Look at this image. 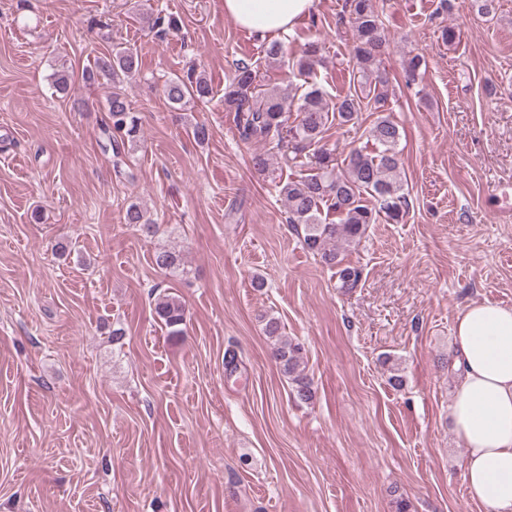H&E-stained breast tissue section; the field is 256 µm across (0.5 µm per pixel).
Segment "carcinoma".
Wrapping results in <instances>:
<instances>
[{
    "mask_svg": "<svg viewBox=\"0 0 512 512\" xmlns=\"http://www.w3.org/2000/svg\"><path fill=\"white\" fill-rule=\"evenodd\" d=\"M345 11L354 31L352 58L357 71L354 93L330 99L315 83L305 86L297 100L276 87L261 89L257 72L246 63L237 66L224 88V110L233 113L238 138L251 145H275L288 164L300 168L301 174L286 183L275 185L285 202L286 223L303 231L304 248L326 267L336 270L339 288L349 291L361 281L362 271L343 264L341 249L350 247L365 236L372 224L403 222L409 210L401 169L399 125L387 114L389 79L382 68V51L386 43L383 21L374 0H346ZM151 28L168 33L179 30L172 15L157 13ZM320 62V46L305 43L296 61L294 77L310 75ZM139 56L130 48H115L112 53L95 59L82 72L91 85L102 75L132 78L139 74ZM163 94L173 105L188 100L206 99L212 89L207 80L192 73L175 76L163 85ZM296 107L293 124H286L285 113ZM364 111L377 114L368 134L375 150L353 148L344 159L345 167L335 163L334 153L323 143L333 122L355 125ZM106 145L111 148L114 165L141 143L139 119L131 111L124 93L112 92L101 122ZM125 222L147 235L156 232L157 224L147 210L137 203L126 209ZM155 266L171 277L186 272L184 255L175 247H161L153 255ZM155 319L172 333L181 332L186 322L182 302L170 295L155 300ZM266 335L273 340L272 355L282 371L292 377L296 397L313 398L312 380L300 370L301 347L282 336L277 319L265 324Z\"/></svg>",
    "mask_w": 512,
    "mask_h": 512,
    "instance_id": "obj_1",
    "label": "carcinoma"
}]
</instances>
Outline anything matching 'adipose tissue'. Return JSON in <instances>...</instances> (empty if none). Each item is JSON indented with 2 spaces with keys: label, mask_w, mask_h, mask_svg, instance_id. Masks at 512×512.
<instances>
[{
  "label": "adipose tissue",
  "mask_w": 512,
  "mask_h": 512,
  "mask_svg": "<svg viewBox=\"0 0 512 512\" xmlns=\"http://www.w3.org/2000/svg\"><path fill=\"white\" fill-rule=\"evenodd\" d=\"M314 6L315 0H224V13L269 40ZM454 343L461 377L450 417L467 450V494L491 512H512V308L470 304L456 322Z\"/></svg>",
  "instance_id": "1"
}]
</instances>
